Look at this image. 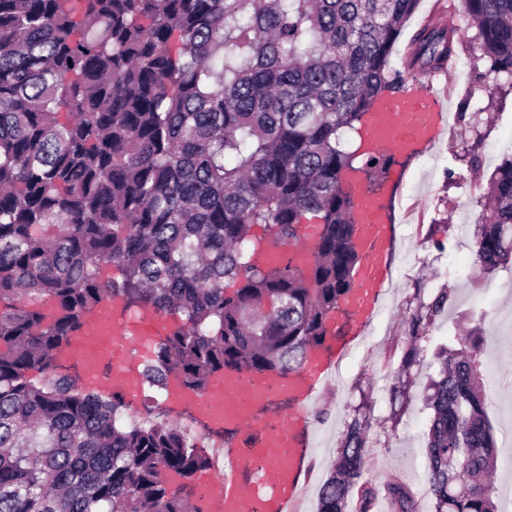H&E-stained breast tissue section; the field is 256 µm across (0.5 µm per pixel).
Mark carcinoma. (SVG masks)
Segmentation results:
<instances>
[{
	"label": "carcinoma",
	"instance_id": "carcinoma-1",
	"mask_svg": "<svg viewBox=\"0 0 512 512\" xmlns=\"http://www.w3.org/2000/svg\"><path fill=\"white\" fill-rule=\"evenodd\" d=\"M418 0H0V512H187L210 455L164 420H125L121 394L80 388L56 354L109 297L172 316L146 381L198 393L217 374L297 372L330 336L359 262L352 172L392 157L342 147L379 100L455 57L431 21L402 68ZM487 72L512 88V0H462ZM485 72V73H487ZM485 73L473 68L477 82ZM307 266L260 259L253 226ZM478 264L512 259V155L490 176ZM119 274L101 279L104 266ZM440 288L412 319L442 313ZM480 336L438 348L425 443L434 512H499ZM47 373L39 382L29 377ZM355 416L317 512H417L398 477L364 479Z\"/></svg>",
	"mask_w": 512,
	"mask_h": 512
}]
</instances>
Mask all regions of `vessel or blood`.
Here are the masks:
<instances>
[{
    "label": "vessel or blood",
    "mask_w": 512,
    "mask_h": 512,
    "mask_svg": "<svg viewBox=\"0 0 512 512\" xmlns=\"http://www.w3.org/2000/svg\"><path fill=\"white\" fill-rule=\"evenodd\" d=\"M449 113L440 101L419 91L381 100L366 121L369 151L386 150L417 157L440 140ZM362 255L356 269L355 292L348 303L350 333L311 356L297 376H247L212 380L204 392L174 389L175 405L229 432L224 445V472L206 485L211 512H294L301 499L302 479L309 466L310 408L331 371L345 357L353 337L368 326L377 310L394 248V230L387 207L393 187L375 196L361 182L349 186ZM164 322L153 312L126 318L111 304L97 308L84 320L65 351L81 365L89 379L104 391L119 389L129 398L138 395L140 382L135 352L164 334ZM279 398L293 409L284 424L269 425L256 415L258 406Z\"/></svg>",
    "instance_id": "obj_1"
}]
</instances>
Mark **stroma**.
<instances>
[{
  "instance_id": "35a3bbf8",
  "label": "stroma",
  "mask_w": 512,
  "mask_h": 512,
  "mask_svg": "<svg viewBox=\"0 0 512 512\" xmlns=\"http://www.w3.org/2000/svg\"><path fill=\"white\" fill-rule=\"evenodd\" d=\"M460 10L461 0H419L393 60H400L412 36L429 20L444 21ZM476 33L474 26L461 27L456 61L446 77L406 82L407 89L445 99L448 132L422 156H394L388 171L373 175L367 183L374 190L392 173L402 174L393 203L396 241L391 288L381 311L329 376L311 410L312 451L301 512H317L319 490L336 460L346 424L356 415L369 422L367 479L380 484L401 477L418 512H431L424 478V434L431 415L425 397L439 371L434 348L448 334L476 326L484 336L481 359L488 415L498 444L493 481L500 504L512 499V331L504 329L512 323V267L484 273L476 266L471 247L487 179L504 157L512 155V90L492 78L471 88ZM464 101L476 116L475 128L468 134L480 161L476 169L470 167L457 138ZM443 287L452 289V301L426 327L410 368H402L413 314Z\"/></svg>"
}]
</instances>
